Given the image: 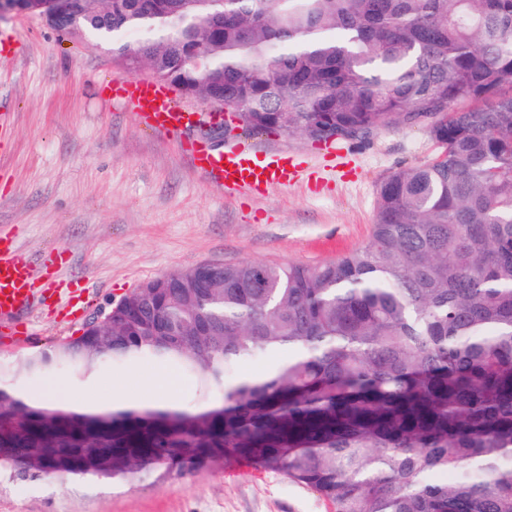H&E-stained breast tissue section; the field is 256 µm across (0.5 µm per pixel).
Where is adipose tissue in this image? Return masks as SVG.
<instances>
[{"label":"adipose tissue","mask_w":512,"mask_h":512,"mask_svg":"<svg viewBox=\"0 0 512 512\" xmlns=\"http://www.w3.org/2000/svg\"><path fill=\"white\" fill-rule=\"evenodd\" d=\"M26 397L28 400L38 403L69 404L84 410H95L102 406L128 407L146 403L164 407L176 402L173 390L159 391L157 384L152 381L146 382L141 392L134 397L115 389L98 398H83L74 394H66L64 387L58 384H49L28 390Z\"/></svg>","instance_id":"1"}]
</instances>
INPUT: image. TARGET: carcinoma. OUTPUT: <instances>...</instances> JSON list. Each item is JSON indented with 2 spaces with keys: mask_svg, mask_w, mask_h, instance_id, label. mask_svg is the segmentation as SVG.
<instances>
[{
  "mask_svg": "<svg viewBox=\"0 0 512 512\" xmlns=\"http://www.w3.org/2000/svg\"><path fill=\"white\" fill-rule=\"evenodd\" d=\"M73 5L50 26L248 131L328 143L421 122L438 153L383 182L369 239L333 261L169 272L112 322L33 350L35 380L158 360L194 378L199 403L50 422L1 385L0 472L37 479L31 457L64 477L89 464L100 481L168 480L244 460L333 512H512V0ZM448 469L452 485L428 479Z\"/></svg>",
  "mask_w": 512,
  "mask_h": 512,
  "instance_id": "cac0c4a2",
  "label": "carcinoma"
}]
</instances>
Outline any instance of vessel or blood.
<instances>
[{"label":"vessel or blood","instance_id":"obj_1","mask_svg":"<svg viewBox=\"0 0 512 512\" xmlns=\"http://www.w3.org/2000/svg\"><path fill=\"white\" fill-rule=\"evenodd\" d=\"M116 99L128 102L156 133H181L194 126L196 113L176 104L171 90L156 80L125 79L115 82ZM188 160L216 184L229 190L261 193L299 179L302 169L276 150H250L240 146L224 149L204 139L184 142ZM57 259L37 265L19 255L10 240L0 237V318L25 309L47 270Z\"/></svg>","mask_w":512,"mask_h":512}]
</instances>
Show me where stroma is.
Instances as JSON below:
<instances>
[{
    "instance_id": "stroma-1",
    "label": "stroma",
    "mask_w": 512,
    "mask_h": 512,
    "mask_svg": "<svg viewBox=\"0 0 512 512\" xmlns=\"http://www.w3.org/2000/svg\"><path fill=\"white\" fill-rule=\"evenodd\" d=\"M0 234L25 259L65 249L60 279L81 313L64 321L46 280L20 322L27 333L0 340L4 383H38L21 370L32 349L79 336L86 323L136 284L202 262L318 264L365 243L381 184L437 151L418 126L382 129L332 147L297 133L213 132L217 146L279 150L305 175L265 196L214 185L181 150L113 99L125 64L91 39L62 36L36 14H0ZM165 366L144 361L103 371L94 387L136 393ZM215 463L181 480H12L0 476V512H330L316 493L274 471L229 475Z\"/></svg>"
}]
</instances>
